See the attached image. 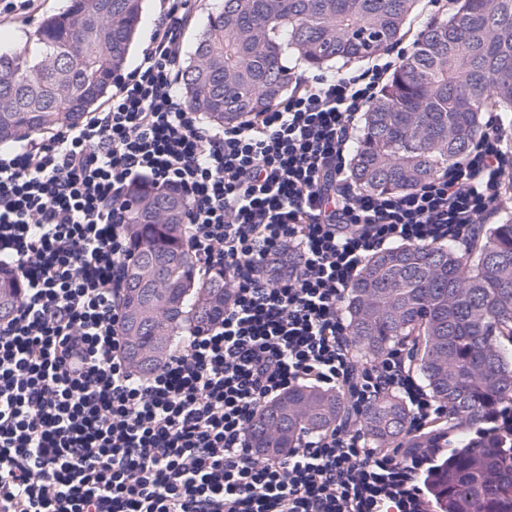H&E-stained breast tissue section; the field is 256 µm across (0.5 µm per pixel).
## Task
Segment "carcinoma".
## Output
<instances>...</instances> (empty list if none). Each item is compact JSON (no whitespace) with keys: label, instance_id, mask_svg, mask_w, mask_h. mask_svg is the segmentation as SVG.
<instances>
[{"label":"carcinoma","instance_id":"cac0c4a2","mask_svg":"<svg viewBox=\"0 0 512 512\" xmlns=\"http://www.w3.org/2000/svg\"><path fill=\"white\" fill-rule=\"evenodd\" d=\"M420 0H213L186 52L180 93L212 124L236 123L294 87L290 57L334 73L400 41ZM145 0H69L22 47L0 46V147L78 124L112 93L143 21ZM488 112L512 114V0H452L424 23L415 48L363 115L350 149L355 187L400 194L463 162ZM125 224L135 247L123 282L126 357L156 370L188 331L220 310L231 282L196 276L188 207L173 188L134 186ZM20 273L0 264V322L20 302ZM356 352L378 359L398 343L445 423L412 434L408 409L382 395L361 415L374 444L453 452L429 479L442 512H512V434L481 422L512 410V212L468 251L408 244L370 256L342 303ZM334 390L301 386L265 404L248 428L261 455L344 416Z\"/></svg>","mask_w":512,"mask_h":512}]
</instances>
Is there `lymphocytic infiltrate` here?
Segmentation results:
<instances>
[{
    "instance_id": "1",
    "label": "lymphocytic infiltrate",
    "mask_w": 512,
    "mask_h": 512,
    "mask_svg": "<svg viewBox=\"0 0 512 512\" xmlns=\"http://www.w3.org/2000/svg\"><path fill=\"white\" fill-rule=\"evenodd\" d=\"M189 16L190 0H165L139 64L96 112L0 157V262L24 283L0 325V512H428L439 449L377 447L357 421L382 394L404 399L413 432L446 410L409 346L357 358L341 304L373 252L477 236L512 172L499 119L448 174L359 192L348 146L388 55L205 125L178 93ZM135 184L184 193L198 275L233 284L223 313L145 377L121 334ZM302 382L341 391L347 416L288 453L256 454L251 421Z\"/></svg>"
}]
</instances>
